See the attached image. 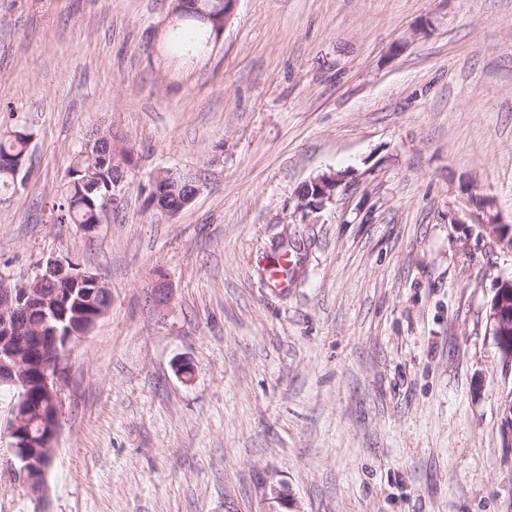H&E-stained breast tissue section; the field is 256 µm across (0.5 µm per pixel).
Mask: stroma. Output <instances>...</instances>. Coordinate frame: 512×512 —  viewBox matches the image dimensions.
Returning <instances> with one entry per match:
<instances>
[{"label":"stroma","mask_w":512,"mask_h":512,"mask_svg":"<svg viewBox=\"0 0 512 512\" xmlns=\"http://www.w3.org/2000/svg\"><path fill=\"white\" fill-rule=\"evenodd\" d=\"M173 6L0 0V130L36 132L0 277L56 255L112 295L44 497L0 469V512H512V249L463 221L512 227V0H238L201 51ZM95 131L131 161L88 232L49 208ZM162 170L201 181L175 215ZM346 174L329 173L322 174L310 180L307 184L314 185L317 190L309 196H302L304 199L313 197L316 200L330 199L333 197L336 189L345 181ZM493 327L496 346L504 362L512 364V281L502 279L490 302L487 314Z\"/></svg>","instance_id":"obj_1"}]
</instances>
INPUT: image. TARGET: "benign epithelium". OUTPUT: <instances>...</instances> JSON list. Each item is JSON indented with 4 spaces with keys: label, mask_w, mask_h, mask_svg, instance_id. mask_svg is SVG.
<instances>
[{
    "label": "benign epithelium",
    "mask_w": 512,
    "mask_h": 512,
    "mask_svg": "<svg viewBox=\"0 0 512 512\" xmlns=\"http://www.w3.org/2000/svg\"><path fill=\"white\" fill-rule=\"evenodd\" d=\"M345 181L339 173L322 174L310 180L316 187L314 199L333 197ZM64 282L92 279L105 288L102 278L70 258L51 256L35 271L9 288L0 287V386L15 391L7 420L11 439L8 456L0 460L13 480L30 494L41 498L47 487L46 470L40 462L53 459L61 424L59 386L71 345L85 332L65 325L67 303L76 289L62 292L48 288L51 278ZM496 346L504 362L512 364V281L497 283L487 314Z\"/></svg>",
    "instance_id": "1"
}]
</instances>
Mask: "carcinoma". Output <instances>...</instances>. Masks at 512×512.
<instances>
[{
    "instance_id": "cac0c4a2",
    "label": "carcinoma",
    "mask_w": 512,
    "mask_h": 512,
    "mask_svg": "<svg viewBox=\"0 0 512 512\" xmlns=\"http://www.w3.org/2000/svg\"><path fill=\"white\" fill-rule=\"evenodd\" d=\"M176 25L185 30L187 44L198 47L207 45L213 31V25L196 16L190 4L178 15ZM33 137V125L26 122L0 134V160L27 161ZM115 152L110 134L94 141L89 150L82 146L76 149L67 172L65 193L51 206L50 218L54 223L77 224L87 231L100 224L109 188L123 179L121 162L129 161L130 157V152L124 151L118 161ZM158 204L171 215L179 213L183 207V189H166L159 196Z\"/></svg>"
}]
</instances>
